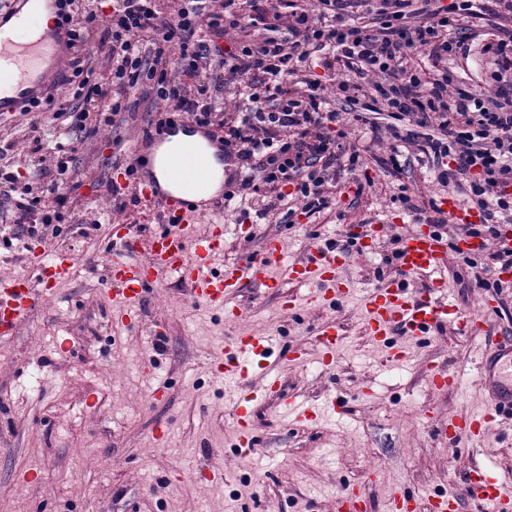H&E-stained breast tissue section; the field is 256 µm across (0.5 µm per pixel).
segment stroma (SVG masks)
I'll use <instances>...</instances> for the list:
<instances>
[{
  "instance_id": "35a3bbf8",
  "label": "stroma",
  "mask_w": 512,
  "mask_h": 512,
  "mask_svg": "<svg viewBox=\"0 0 512 512\" xmlns=\"http://www.w3.org/2000/svg\"><path fill=\"white\" fill-rule=\"evenodd\" d=\"M490 40L488 29H480L451 62L460 87L489 88ZM127 100L128 112L91 134L50 126L35 132L23 113L0 114V171L19 181L43 184L56 176L53 160L33 165L37 142L68 145L69 180L59 191L70 204L63 234L48 245L81 260L75 276L17 333L0 337V512H331L334 495L350 483L363 491L368 512H388L389 498L400 488L449 490L462 495L463 512H475L476 502L462 494L463 476L479 464L512 477V427L446 447L428 428L425 410L467 415L481 409L474 364L484 339L442 329L395 367L367 335L358 297L294 314L282 303L285 294L297 292L295 284L264 296L243 289V325L277 331L282 349H312L316 328L332 320L346 333L331 370L313 357L298 365L275 362L252 374L251 382L275 378L284 393L319 401L333 396L347 411L333 423L292 427L277 401L255 403L258 446L242 457L234 448L223 389L207 365L210 351L229 335L223 322L187 303L183 285L170 279L149 295L138 326L113 328L112 296L104 291L111 226L129 222L142 238L158 229L153 217L119 205L109 189L114 166L140 152L150 114L161 106L137 90ZM384 151L374 143L365 155L371 187L355 195L353 175L342 174L334 204L312 217L259 223L260 236L244 241L235 226L258 223L254 208L225 213V259L258 253L266 234L283 237L293 263L307 259L323 237L345 239L356 225L396 224L409 231L414 220L396 199L400 187L425 199L442 188L418 162L400 178L386 176L378 163ZM387 246L383 239L371 252H353L345 274L360 293L385 286L377 270ZM158 321L167 327L161 353L148 345ZM148 359L155 364L150 373L142 369ZM431 360L448 366L460 387L430 388L423 367ZM159 387L164 396L153 398ZM161 426L168 440L158 446L151 435ZM372 454L382 461L375 470L368 464ZM206 459L223 466L224 483L194 481L197 463ZM29 470L40 473V482L21 479Z\"/></svg>"
}]
</instances>
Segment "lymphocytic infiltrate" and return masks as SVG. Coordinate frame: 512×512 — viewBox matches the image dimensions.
Returning <instances> with one entry per match:
<instances>
[{
  "instance_id": "lymphocytic-infiltrate-1",
  "label": "lymphocytic infiltrate",
  "mask_w": 512,
  "mask_h": 512,
  "mask_svg": "<svg viewBox=\"0 0 512 512\" xmlns=\"http://www.w3.org/2000/svg\"><path fill=\"white\" fill-rule=\"evenodd\" d=\"M111 2L101 17L81 0H62L72 96L30 105L32 129L61 120L83 130L92 115L112 124L129 90L146 84L166 104L148 132L188 119L221 133L235 166L225 202L254 200L266 217L288 198L309 216L329 208L338 172L364 164L363 147L335 128L341 110L353 108V121L374 139H392L380 161L389 175L402 174L401 151L412 148L417 161L436 167L442 187L465 193L482 212L468 233L482 238L484 252L464 257L466 285L502 291L493 269L512 264L500 231L512 216V0H494L491 10L481 0H317L310 9L299 0H250L247 15L239 0H175L167 12L158 0ZM483 22L494 37L490 95L455 85L448 72ZM229 35L232 47L220 48ZM98 55L107 65L102 79ZM418 55L430 72L414 66ZM313 62L320 75H309ZM7 181L0 207L11 213L14 239L60 237L68 198L58 183ZM49 196L54 205L43 208Z\"/></svg>"
}]
</instances>
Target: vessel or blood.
<instances>
[{
  "label": "vessel or blood",
  "instance_id": "b4317fda",
  "mask_svg": "<svg viewBox=\"0 0 512 512\" xmlns=\"http://www.w3.org/2000/svg\"><path fill=\"white\" fill-rule=\"evenodd\" d=\"M56 17L57 0H12L0 15V112H19L31 101L46 95L54 79L62 74L68 59L66 26L52 23L37 38H18L19 30L31 21L35 10ZM152 150L137 164L135 192L144 206L157 210L166 231L144 242L129 238L127 222L112 224V257L107 286L112 289L113 322L132 328L140 320L141 305L149 291L165 279L175 278L186 288L187 302L204 307L223 318L236 333L209 356L214 378L224 382V399L232 407L239 455L254 452L257 440L252 431L251 404L258 396L279 398L289 424L306 426L336 415L337 405L315 406L294 396H283L277 380H267L261 392L246 388L251 372L265 368L269 360L303 363L307 350L296 347L282 352L276 334L239 329L242 309L237 296L243 286L272 290L280 287L279 268L288 279L306 287L305 297L289 296L287 308L302 311L308 304L333 305L355 292L342 271L352 249L336 238L327 237L309 259L288 262L279 236L265 237L258 254L240 261L224 260V208L211 193L214 164L224 161V145L213 129L190 121H177L151 139ZM442 210L459 228L480 223L478 211L462 207L456 197L442 202ZM205 232H198L199 223ZM32 262L38 281L24 277L0 278V335H14L30 313L45 303L57 284L68 280L78 259L63 249H40ZM448 243L431 229L416 227L407 232L399 247L397 271L385 287L367 292L362 298L364 324L370 336L380 342L393 364L410 358L408 343H425L440 325L454 324L463 336L490 337L491 347L475 363V377L485 397L482 412L469 416L428 414V426L441 442L459 436L482 439L493 433L497 419L512 415V336L491 337L487 315H464L448 301ZM409 277L426 279L424 294L410 290ZM344 339L343 329L332 321L318 327L314 347L323 366L336 359ZM431 387L447 390L460 380L441 364L425 366ZM466 485L478 512H512V486L487 469L475 467L465 475ZM334 512H366L367 502L354 485H346L333 504ZM389 512H460L458 496L433 490L419 496L405 490L395 492Z\"/></svg>",
  "mask_w": 512,
  "mask_h": 512
}]
</instances>
